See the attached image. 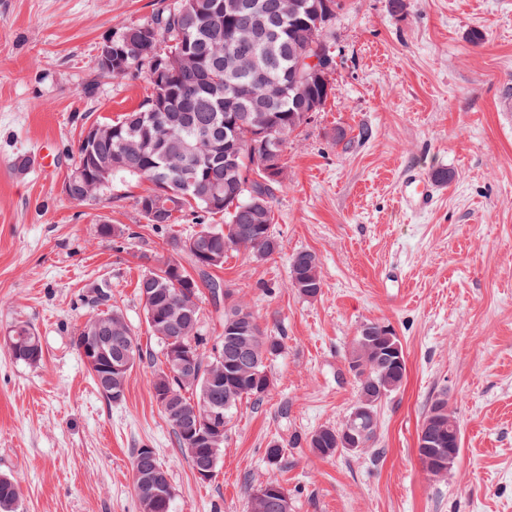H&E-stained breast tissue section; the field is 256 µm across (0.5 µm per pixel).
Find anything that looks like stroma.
I'll return each mask as SVG.
<instances>
[{
    "mask_svg": "<svg viewBox=\"0 0 512 512\" xmlns=\"http://www.w3.org/2000/svg\"><path fill=\"white\" fill-rule=\"evenodd\" d=\"M156 3L0 0V334L25 321L44 347L32 367L0 344V474L19 482L17 512H140V448L167 469L172 512H246L270 480L287 489L290 512H512V0H407L401 15L388 0H344L334 93L284 152L272 224L282 249L262 262L233 253L212 272L284 349L269 395L239 405L207 483L149 384L159 348L136 285L167 236L136 209L139 183L113 185L109 202L78 204L63 190L84 129L148 92L143 76H100L97 46ZM474 29L481 45L468 39ZM20 155L27 170L14 166ZM416 168L450 175L422 212L400 199ZM103 224L136 236L114 244ZM303 250L321 262L314 300L288 286L289 259ZM99 288L148 353L119 403L71 341ZM368 322L393 327L407 363L370 448L323 458L302 445L269 466L270 441L344 421L356 396L344 357ZM442 392L462 451L434 479L417 433Z\"/></svg>",
    "mask_w": 512,
    "mask_h": 512,
    "instance_id": "stroma-1",
    "label": "stroma"
}]
</instances>
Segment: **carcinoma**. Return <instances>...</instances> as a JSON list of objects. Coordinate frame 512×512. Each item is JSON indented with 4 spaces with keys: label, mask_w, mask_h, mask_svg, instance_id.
<instances>
[{
    "label": "carcinoma",
    "mask_w": 512,
    "mask_h": 512,
    "mask_svg": "<svg viewBox=\"0 0 512 512\" xmlns=\"http://www.w3.org/2000/svg\"><path fill=\"white\" fill-rule=\"evenodd\" d=\"M341 0H294V11L284 21L267 23L248 46L266 58L263 72H227L225 60L239 50L234 29L267 18L277 11V0H248L237 15L224 10V0H174L160 4L152 15L114 33L112 77L121 79L143 73L150 93L140 106L112 121V138L99 143L94 157L112 162V180H135L144 185L134 198L136 208L153 228L168 230L189 216L194 229L187 235H173L167 241L168 254L157 259L138 282L148 328L160 345L162 360L153 372L150 386L162 384L166 397L156 404L189 465L218 459L224 447L227 426L237 403L244 398L263 400L274 387L268 370L283 348V337L263 331L251 309L232 300L223 284L207 278L212 268L206 256L243 251L256 261L266 260L281 250L271 230L272 205L284 181L270 178L263 162L271 152L284 156L289 138L303 125L310 102L324 106L333 88L323 83L294 80L299 59L325 43L335 41L332 23ZM173 46L189 61L174 60L166 72L154 76L152 63L158 50ZM274 81L281 86L279 97L268 99L259 86ZM263 118L268 132L253 135L252 124ZM171 190L169 206L162 216L150 211L161 186ZM223 214L224 224L209 223ZM187 254L195 267L190 273L180 261ZM288 284L303 298L314 300L324 286L320 261L311 251H300L289 260ZM213 302H224L221 333L211 339L199 328L203 291ZM165 322L178 320L184 342L195 343L192 362L185 378L171 365ZM99 322L112 325V335L128 340L131 364L112 372L107 386L105 372L90 370L98 390L118 403L125 398L127 380L144 358L143 348L121 313L92 311L87 314L72 344L81 350L85 326ZM6 344L13 358L26 365L42 363L41 337L27 322L10 326ZM402 345L395 332L376 322L364 324L354 337L345 363L357 386L351 412L359 413L355 441L348 440L346 424L323 426L305 438V444L320 457L370 447L376 437L378 408L382 401L402 387L406 377L405 357L396 352ZM224 405V420L203 429L218 439L201 440L191 434L182 416L205 420L207 409ZM462 444L459 422L448 408V397L439 394L431 403L417 437L418 458L433 478H443L457 463ZM273 440L266 448L269 464L277 465L285 446ZM161 467L156 454L137 451L133 458V479ZM164 495L155 500L138 498L141 512H171L172 487L165 481ZM19 484L11 476H0V512H14ZM289 504L288 490L268 481L248 500L247 512H282Z\"/></svg>",
    "instance_id": "1"
}]
</instances>
